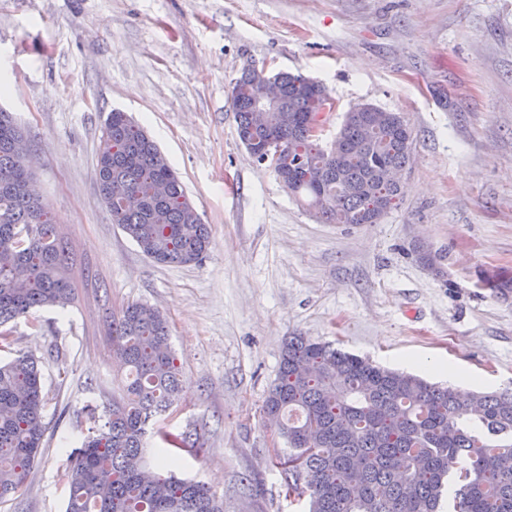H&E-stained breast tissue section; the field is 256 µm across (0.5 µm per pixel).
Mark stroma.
Wrapping results in <instances>:
<instances>
[{"mask_svg": "<svg viewBox=\"0 0 512 512\" xmlns=\"http://www.w3.org/2000/svg\"><path fill=\"white\" fill-rule=\"evenodd\" d=\"M248 68L322 82L335 109L371 104L412 132L402 193L375 224H328L241 143ZM0 107L29 132L41 201L76 258L74 304L11 322L41 362L46 433L0 512H65V463L120 395L112 314L159 309L184 389L158 427L198 457L172 472L224 512H305L273 464L261 407L288 336L400 369L457 367L471 392L512 385V0H0ZM158 144L211 232L197 264H157L113 224L96 183L112 109Z\"/></svg>", "mask_w": 512, "mask_h": 512, "instance_id": "obj_1", "label": "stroma"}]
</instances>
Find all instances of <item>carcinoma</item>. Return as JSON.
<instances>
[{"instance_id":"cac0c4a2","label":"carcinoma","mask_w":512,"mask_h":512,"mask_svg":"<svg viewBox=\"0 0 512 512\" xmlns=\"http://www.w3.org/2000/svg\"><path fill=\"white\" fill-rule=\"evenodd\" d=\"M232 102L242 144L269 163L288 191L305 195L324 221L376 224L400 192L387 172L410 162L402 118L372 105L347 112L330 145L307 127L327 111V87L299 74L248 69ZM27 140L0 108V327L36 308L73 302V259L53 216L39 206L32 173L15 151ZM98 191L112 223L158 264L198 263L208 225L155 142L112 110L96 159ZM112 359L129 369L97 434L71 449L65 512H224L203 483L143 466L155 411L177 402L182 380L166 322L139 302L112 314ZM42 370L18 354L0 364V502L22 488L43 445ZM263 413L288 442V492L308 512H512V388L462 399L449 386L380 367L306 336L284 343ZM191 453L186 433L161 432Z\"/></svg>"}]
</instances>
